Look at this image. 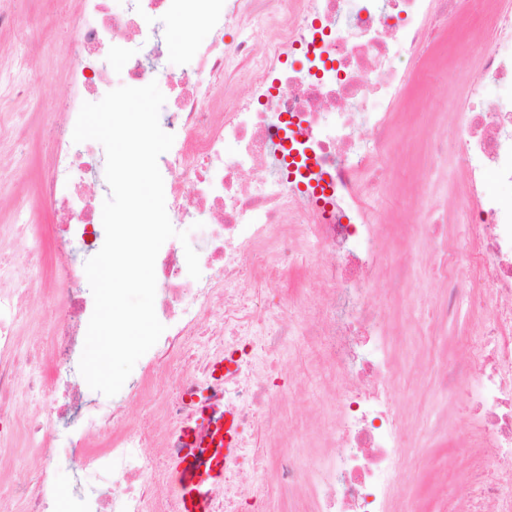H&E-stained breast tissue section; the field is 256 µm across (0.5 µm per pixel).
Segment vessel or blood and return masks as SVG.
I'll return each instance as SVG.
<instances>
[{
  "label": "vessel or blood",
  "instance_id": "obj_1",
  "mask_svg": "<svg viewBox=\"0 0 512 512\" xmlns=\"http://www.w3.org/2000/svg\"><path fill=\"white\" fill-rule=\"evenodd\" d=\"M194 413L180 429L182 446L168 464L170 489L180 512H212L211 489L224 480L228 460L239 452L235 416L208 390L193 396Z\"/></svg>",
  "mask_w": 512,
  "mask_h": 512
}]
</instances>
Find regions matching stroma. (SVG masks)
I'll list each match as a JSON object with an SVG mask.
<instances>
[{"label":"stroma","mask_w":512,"mask_h":512,"mask_svg":"<svg viewBox=\"0 0 512 512\" xmlns=\"http://www.w3.org/2000/svg\"><path fill=\"white\" fill-rule=\"evenodd\" d=\"M0 11L9 18L0 26V68L8 69L11 57L27 56V71L16 78L24 93L12 105L20 132L0 153V225L14 221V206L25 202L37 207L36 188L52 157L53 144L43 112L47 104L68 88V44L78 23L81 0H0ZM411 117L401 125L405 141L420 143L430 133L433 113H447L456 121L455 106L444 94H421L411 106ZM441 287L429 276L413 280L401 294L400 306H393L383 290L373 294L374 304L386 307V325L394 344V354L403 372L400 408L403 440L408 454L410 478L393 499L390 512H437L438 490H447V512H457L459 488L477 478L474 460L478 448L464 431L461 420L468 408L463 397L449 396L435 388L433 366L439 354L466 362L468 352L460 338L475 328L477 321L468 302H461L455 318L440 330L433 342L424 332L431 320V306ZM304 337L294 339L288 373L281 380L289 387L302 381L311 398L308 406L288 402L282 413L296 424L307 423L320 414L322 375L306 366L302 357Z\"/></svg>","instance_id":"35a3bbf8"}]
</instances>
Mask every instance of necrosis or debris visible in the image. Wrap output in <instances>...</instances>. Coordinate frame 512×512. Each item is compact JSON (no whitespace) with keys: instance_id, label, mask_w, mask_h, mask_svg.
<instances>
[{"instance_id":"4bbe7bcc","label":"necrosis or debris","mask_w":512,"mask_h":512,"mask_svg":"<svg viewBox=\"0 0 512 512\" xmlns=\"http://www.w3.org/2000/svg\"><path fill=\"white\" fill-rule=\"evenodd\" d=\"M461 25L473 70H461V118L437 113L415 155L397 141L396 108L410 84L439 88L431 59L450 25ZM205 28L193 47L194 68L172 81L163 129L174 136L158 159L169 214L199 219L200 278L185 277V252L172 241L155 261V313L165 330L125 386L90 398L79 372L94 310L86 261L105 232L96 204L106 156L74 143L83 103L98 102L112 81L131 87L164 75L167 32ZM238 37L225 42V26ZM303 55L305 68L293 66ZM70 92L45 114L56 153L41 194L53 233L43 238L33 216L0 227V512H53L54 460L71 469V512H178L161 471L190 396L212 385L214 359L236 356L221 387L224 408L240 426V458L228 462L212 495L214 512H238L244 497L240 459L267 496L295 501L306 483L276 405L302 390L279 388L296 332L310 365L328 382V433L302 432L319 449L311 512H389L408 467L402 444L401 370L384 337L383 316L369 295L377 276L398 296L422 272L442 296L432 325H447L461 300L479 324L471 357L438 364L440 391L463 396L467 423L486 471L469 489L468 512L494 502L512 512V489L492 475L512 452V12L495 0H83L70 39ZM248 94H241L240 85ZM459 144L461 181L455 207L466 213L463 243L448 239L432 164L448 139ZM429 204L418 222L427 247L420 264L391 260L377 244L383 215L373 188L403 194V163ZM70 183L69 196L57 193ZM47 274L40 304L28 281L11 274L17 260ZM314 269L317 303L293 301L279 316L265 300L291 272ZM41 322L46 353L26 349L21 330ZM173 385L157 386L160 378ZM135 405L151 419L131 418Z\"/></svg>"}]
</instances>
